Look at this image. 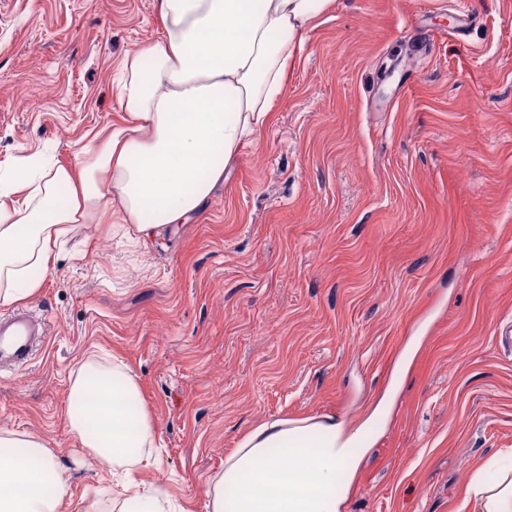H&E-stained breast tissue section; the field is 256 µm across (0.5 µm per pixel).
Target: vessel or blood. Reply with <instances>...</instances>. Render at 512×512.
Instances as JSON below:
<instances>
[{"mask_svg": "<svg viewBox=\"0 0 512 512\" xmlns=\"http://www.w3.org/2000/svg\"><path fill=\"white\" fill-rule=\"evenodd\" d=\"M46 336L44 322L19 310L0 319V369L27 364Z\"/></svg>", "mask_w": 512, "mask_h": 512, "instance_id": "obj_1", "label": "vessel or blood"}]
</instances>
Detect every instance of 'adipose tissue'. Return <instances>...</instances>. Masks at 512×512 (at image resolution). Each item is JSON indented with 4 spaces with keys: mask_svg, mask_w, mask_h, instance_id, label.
<instances>
[{
    "mask_svg": "<svg viewBox=\"0 0 512 512\" xmlns=\"http://www.w3.org/2000/svg\"><path fill=\"white\" fill-rule=\"evenodd\" d=\"M331 2L154 0L162 34L126 56L113 86L122 124L73 162L38 154L0 167V305L35 298L84 225L117 221L146 242L189 222L280 101L306 32ZM139 397L137 376L120 362L88 360L71 375L70 433L127 477L154 443ZM359 439L331 418L264 421L211 478L207 512H342L348 490L336 477L356 470ZM69 487L43 438L0 430V512H59ZM464 503L512 512V458L479 470Z\"/></svg>",
    "mask_w": 512,
    "mask_h": 512,
    "instance_id": "ef3b65f1",
    "label": "adipose tissue"
}]
</instances>
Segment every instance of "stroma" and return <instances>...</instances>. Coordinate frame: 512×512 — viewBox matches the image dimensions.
<instances>
[{
  "label": "stroma",
  "mask_w": 512,
  "mask_h": 512,
  "mask_svg": "<svg viewBox=\"0 0 512 512\" xmlns=\"http://www.w3.org/2000/svg\"><path fill=\"white\" fill-rule=\"evenodd\" d=\"M160 34L153 0H0V165L72 161ZM24 308L48 335L0 430L67 469L60 512L112 485L65 423L89 356L137 375L159 464L131 488L178 512L262 422L328 417L367 430L344 512H457L512 451V0H334L196 217L81 230Z\"/></svg>",
  "instance_id": "stroma-1"
}]
</instances>
